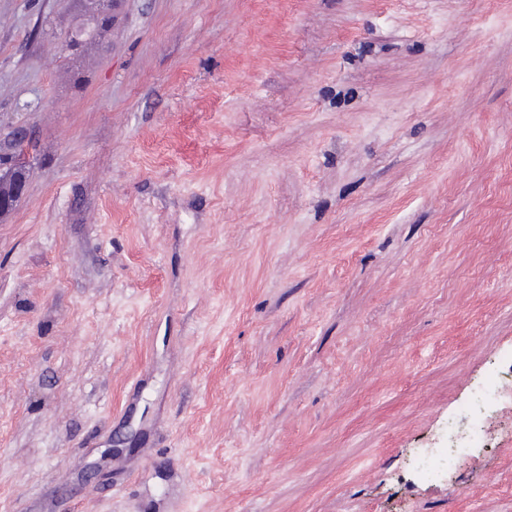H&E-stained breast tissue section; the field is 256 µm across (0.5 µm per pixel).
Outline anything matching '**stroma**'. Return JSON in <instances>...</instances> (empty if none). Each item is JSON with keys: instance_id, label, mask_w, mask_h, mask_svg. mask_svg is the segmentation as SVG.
<instances>
[{"instance_id": "1", "label": "stroma", "mask_w": 512, "mask_h": 512, "mask_svg": "<svg viewBox=\"0 0 512 512\" xmlns=\"http://www.w3.org/2000/svg\"><path fill=\"white\" fill-rule=\"evenodd\" d=\"M0 0V512H512L417 477L512 358V0ZM120 0H83L90 11L95 22L109 23L113 21L115 16V10L119 5ZM27 142L20 136L7 153L0 152V216L15 209L28 181Z\"/></svg>"}]
</instances>
